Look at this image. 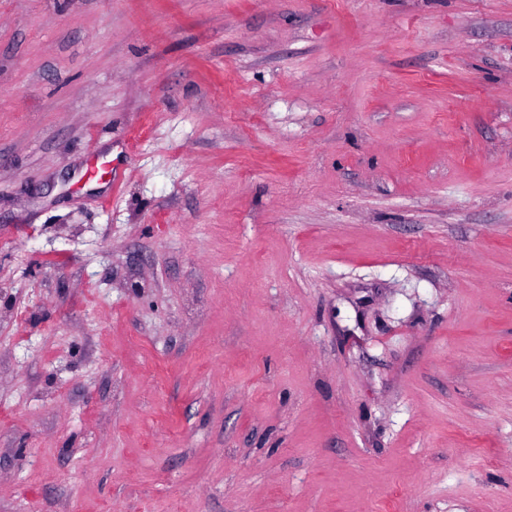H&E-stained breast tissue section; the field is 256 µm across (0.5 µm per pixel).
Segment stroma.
Wrapping results in <instances>:
<instances>
[{"instance_id": "1", "label": "stroma", "mask_w": 512, "mask_h": 512, "mask_svg": "<svg viewBox=\"0 0 512 512\" xmlns=\"http://www.w3.org/2000/svg\"><path fill=\"white\" fill-rule=\"evenodd\" d=\"M0 512H512V0H0Z\"/></svg>"}]
</instances>
